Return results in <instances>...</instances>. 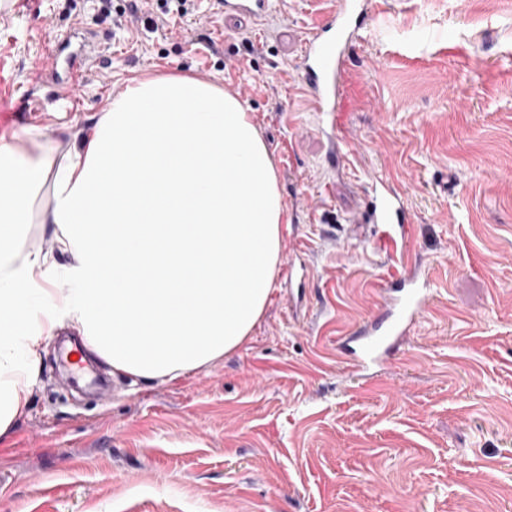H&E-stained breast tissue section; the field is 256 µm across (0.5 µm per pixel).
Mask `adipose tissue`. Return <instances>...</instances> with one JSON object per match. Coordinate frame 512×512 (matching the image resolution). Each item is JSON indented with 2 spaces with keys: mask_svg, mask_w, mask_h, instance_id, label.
Returning <instances> with one entry per match:
<instances>
[{
  "mask_svg": "<svg viewBox=\"0 0 512 512\" xmlns=\"http://www.w3.org/2000/svg\"><path fill=\"white\" fill-rule=\"evenodd\" d=\"M22 152L0 140V440L64 320L144 382H181L251 335L287 222L272 155L235 97L185 75L134 79L64 163L21 166ZM47 181L42 217L59 232L34 249L22 206Z\"/></svg>",
  "mask_w": 512,
  "mask_h": 512,
  "instance_id": "adipose-tissue-1",
  "label": "adipose tissue"
}]
</instances>
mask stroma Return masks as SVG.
I'll return each mask as SVG.
<instances>
[{
	"label": "stroma",
	"mask_w": 512,
	"mask_h": 512,
	"mask_svg": "<svg viewBox=\"0 0 512 512\" xmlns=\"http://www.w3.org/2000/svg\"><path fill=\"white\" fill-rule=\"evenodd\" d=\"M0 0V139L78 151L135 78L184 74L236 96L269 148L288 218L249 339L186 380L116 372L102 396L60 375L56 339L0 442V512H512V0H372L354 43L343 166L297 90L305 0L259 30L213 0L156 26L128 0ZM106 51L70 116L24 120L49 37ZM411 216L406 255L435 295L391 363L354 375L340 336L400 267L377 248L368 182Z\"/></svg>",
	"instance_id": "35a3bbf8"
}]
</instances>
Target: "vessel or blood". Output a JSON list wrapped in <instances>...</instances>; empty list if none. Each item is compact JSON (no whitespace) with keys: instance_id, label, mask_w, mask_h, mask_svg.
Returning a JSON list of instances; mask_svg holds the SVG:
<instances>
[{"instance_id":"vessel-or-blood-1","label":"vessel or blood","mask_w":512,"mask_h":512,"mask_svg":"<svg viewBox=\"0 0 512 512\" xmlns=\"http://www.w3.org/2000/svg\"><path fill=\"white\" fill-rule=\"evenodd\" d=\"M218 10L229 18L260 25L275 9L274 0H216ZM365 0H337L335 9L305 34L298 57L300 85L310 101L321 129L341 126L348 51L352 43L367 39ZM59 39L49 40L46 61L32 75L33 83L54 79L59 87L51 101L57 112L73 111L78 89L92 73L102 54L99 42L86 40L81 51L68 58L59 54ZM367 219L378 228L376 243L390 254L401 253L409 225V212L399 192L388 180L377 177L369 186ZM382 302L352 332L340 337L338 351L354 371L369 374L384 369L430 301L433 288L428 275L404 267L386 279Z\"/></svg>"}]
</instances>
